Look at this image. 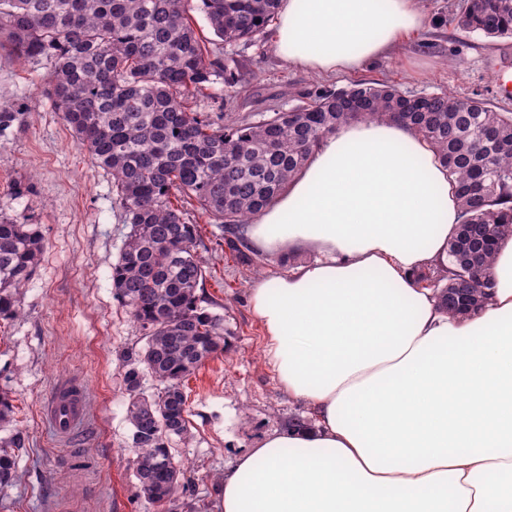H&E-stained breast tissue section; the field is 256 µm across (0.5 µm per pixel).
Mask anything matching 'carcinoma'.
Listing matches in <instances>:
<instances>
[{
	"label": "carcinoma",
	"instance_id": "1",
	"mask_svg": "<svg viewBox=\"0 0 512 512\" xmlns=\"http://www.w3.org/2000/svg\"><path fill=\"white\" fill-rule=\"evenodd\" d=\"M214 34L248 41L274 20L279 0H199ZM189 0H0V56L51 61L47 94L92 163L112 176L128 224L112 288L143 332L120 354L136 478L158 509L185 485L169 447L187 432L181 381L224 353L223 318L201 306L206 269L184 204L221 224L228 245L285 188L313 149L344 123L383 120L416 130L448 166L463 222L448 243V286L435 296L450 313L481 308L497 242L512 236V112L446 92L423 106L384 84L325 90L257 121L188 109L185 96L223 78L188 16ZM466 30L512 37V0H466ZM43 251L33 224L0 217V316L19 314L21 290ZM161 388L142 397L145 377ZM16 430L0 440V488L17 478Z\"/></svg>",
	"mask_w": 512,
	"mask_h": 512
}]
</instances>
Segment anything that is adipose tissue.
Returning a JSON list of instances; mask_svg holds the SVG:
<instances>
[{
  "instance_id": "adipose-tissue-1",
  "label": "adipose tissue",
  "mask_w": 512,
  "mask_h": 512,
  "mask_svg": "<svg viewBox=\"0 0 512 512\" xmlns=\"http://www.w3.org/2000/svg\"><path fill=\"white\" fill-rule=\"evenodd\" d=\"M425 21L421 0H280L273 47L354 74ZM461 222L418 133L358 121L248 224L257 251L318 256L249 290L277 383L313 421L237 456L221 512H512V236L478 313L449 315L417 279Z\"/></svg>"
}]
</instances>
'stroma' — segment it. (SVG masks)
Returning <instances> with one entry per match:
<instances>
[{"label": "stroma", "mask_w": 512, "mask_h": 512, "mask_svg": "<svg viewBox=\"0 0 512 512\" xmlns=\"http://www.w3.org/2000/svg\"><path fill=\"white\" fill-rule=\"evenodd\" d=\"M465 0H425L424 30L355 76H318L284 63L273 49V28L252 41L219 45L241 77L234 92L223 82L194 94L201 112L228 110L257 120L302 104L307 94L349 88L354 81L395 86L408 95L447 92L512 111V95L498 87L512 77V38H489L459 28ZM49 61L0 59V103L16 114L0 132V215L37 225L44 249L24 288L20 314L0 319V394L9 398L13 428L29 444L17 453L18 479L0 489V512H156L139 491L136 454L127 420L129 395L119 355L143 346L142 333L112 290V266L128 231L112 181L94 167L47 95ZM232 103H225V96ZM30 186L23 196L15 184ZM188 223L202 240L203 295L224 319L223 354L205 361L184 382L188 430L170 446L186 468L187 492L171 512H217L220 479L238 453L307 409L288 398L265 355L264 336L249 303L254 280L286 270L280 257L230 250L220 226L189 207ZM87 390L89 430L58 442L43 421L56 382Z\"/></svg>", "instance_id": "1"}]
</instances>
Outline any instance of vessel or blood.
Here are the masks:
<instances>
[{"instance_id": "vessel-or-blood-1", "label": "vessel or blood", "mask_w": 512, "mask_h": 512, "mask_svg": "<svg viewBox=\"0 0 512 512\" xmlns=\"http://www.w3.org/2000/svg\"><path fill=\"white\" fill-rule=\"evenodd\" d=\"M87 393L78 383L59 380L47 402L44 421L57 440L65 442L83 431L87 425Z\"/></svg>"}]
</instances>
